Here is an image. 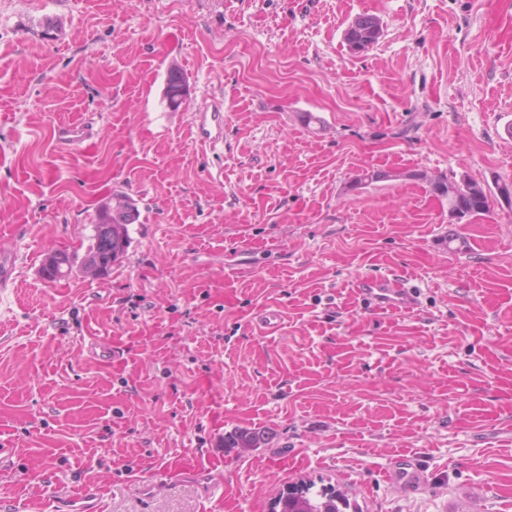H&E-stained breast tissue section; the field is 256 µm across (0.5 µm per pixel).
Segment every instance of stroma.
Listing matches in <instances>:
<instances>
[{
  "label": "stroma",
  "mask_w": 512,
  "mask_h": 512,
  "mask_svg": "<svg viewBox=\"0 0 512 512\" xmlns=\"http://www.w3.org/2000/svg\"><path fill=\"white\" fill-rule=\"evenodd\" d=\"M362 15L382 34L355 53ZM213 96L218 155L189 133ZM416 170L512 182V0H0V512H270L300 483L359 512H512V206L456 223ZM116 193L138 210L121 261L44 279ZM390 273L418 311L357 303ZM238 428L264 444L225 447ZM402 455L420 489L387 480ZM382 27L380 21L374 17H359L345 31L344 38L351 51H355L353 46L365 50L375 44L380 35ZM185 82L184 75L180 68H170L165 90V99L170 107L176 109L182 104L185 95ZM94 135V126L87 121L64 123L59 125L54 132L56 144L64 149L78 147L91 140Z\"/></svg>",
  "instance_id": "35a3bbf8"
}]
</instances>
